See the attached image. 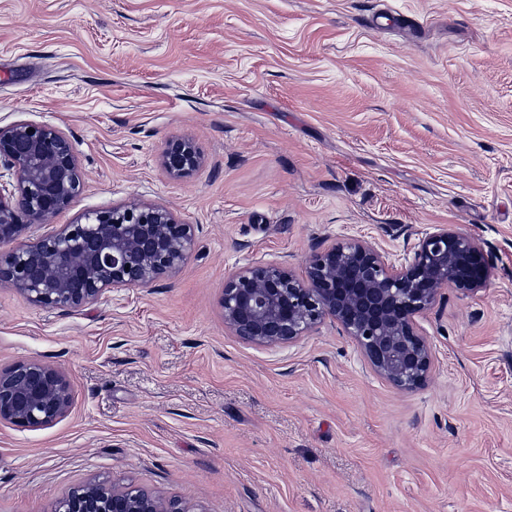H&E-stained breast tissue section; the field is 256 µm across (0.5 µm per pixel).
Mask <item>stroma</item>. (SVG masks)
I'll list each match as a JSON object with an SVG mask.
<instances>
[{"mask_svg": "<svg viewBox=\"0 0 512 512\" xmlns=\"http://www.w3.org/2000/svg\"><path fill=\"white\" fill-rule=\"evenodd\" d=\"M18 122L64 132L83 179L21 242L128 203L196 242L174 277L78 310L0 286V370L72 388L51 426L0 422V512L90 479L188 512H512V0H0V127ZM177 138L202 156L178 181ZM438 224L480 241L489 281L418 317L416 391L333 322L288 347L224 327L240 268L300 272L350 235L401 261ZM161 163L170 177L180 179L199 167L201 157L190 141L178 139L167 144Z\"/></svg>", "mask_w": 512, "mask_h": 512, "instance_id": "obj_1", "label": "stroma"}]
</instances>
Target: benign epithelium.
<instances>
[{
    "mask_svg": "<svg viewBox=\"0 0 512 512\" xmlns=\"http://www.w3.org/2000/svg\"><path fill=\"white\" fill-rule=\"evenodd\" d=\"M201 163L188 140L170 141L166 173L180 179ZM0 243L15 242L29 224H49L82 189L70 140L43 124L0 127ZM195 242V228L169 208L128 205L84 219L0 258V286L35 306L76 309L113 288L147 287L175 273ZM483 249L473 236L446 226L417 239L404 261H391L362 236L314 252L298 275L285 265L255 263L224 280V327L256 346L291 345L325 319L336 321L369 367L394 388L413 392L430 376L432 347L416 317L441 291L487 286ZM72 402L59 370L37 361L0 371V421L40 428L63 418ZM55 512H188L175 500L114 484L90 482L68 492Z\"/></svg>",
    "mask_w": 512,
    "mask_h": 512,
    "instance_id": "1",
    "label": "benign epithelium"
}]
</instances>
